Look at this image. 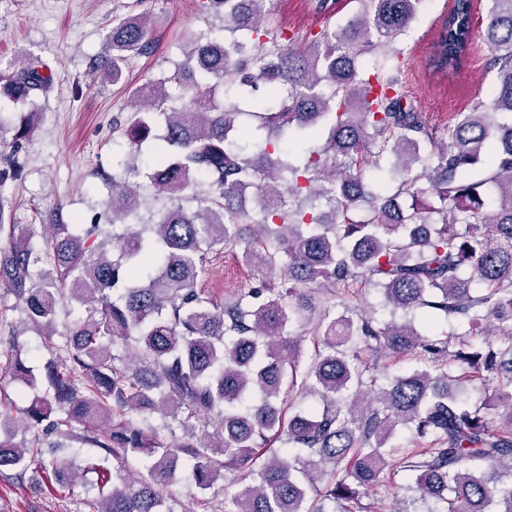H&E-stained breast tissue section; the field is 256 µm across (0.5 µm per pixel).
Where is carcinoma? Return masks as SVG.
I'll return each instance as SVG.
<instances>
[{
  "label": "carcinoma",
  "mask_w": 512,
  "mask_h": 512,
  "mask_svg": "<svg viewBox=\"0 0 512 512\" xmlns=\"http://www.w3.org/2000/svg\"><path fill=\"white\" fill-rule=\"evenodd\" d=\"M267 2L204 0L224 37L191 36L166 81L136 92L123 134L133 148L158 141L144 176L176 201L154 223H140L135 183L106 178L110 225L44 224L36 248L33 228L0 224V293L42 329L73 305L24 427L78 423L118 462L145 454L135 476L89 464L95 512H173L164 490L185 462L201 490L234 474L222 512H363L362 490L389 467L412 492L390 512H512V0L488 10L491 111L478 102L437 134L393 69H360L425 0H360L355 18L286 45ZM472 24L473 0H453L433 67L459 69ZM108 41L103 75L118 84L152 49L148 18L113 19ZM45 69L30 58L0 75V129L50 92ZM33 116L20 113L17 136ZM389 155L396 179L375 187L365 168ZM21 174L17 160L0 166V188ZM202 186L197 209L177 204ZM250 190L255 221L240 205ZM236 247L270 284L217 302L198 279L209 253ZM359 284L390 319L350 307ZM437 318L446 337L421 332ZM118 340L135 351L110 354ZM405 356L414 366L390 372ZM8 369L35 385L21 354ZM153 414L180 427L173 443L145 425ZM211 418L213 434L198 433L193 421ZM399 428L423 447L394 444ZM33 459L0 411V472ZM42 468L66 487V462Z\"/></svg>",
  "instance_id": "carcinoma-1"
}]
</instances>
